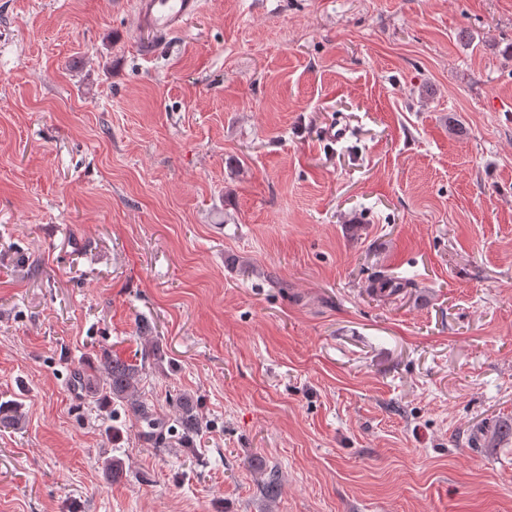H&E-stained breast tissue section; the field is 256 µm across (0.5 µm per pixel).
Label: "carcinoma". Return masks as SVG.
<instances>
[{"label":"carcinoma","instance_id":"1","mask_svg":"<svg viewBox=\"0 0 512 512\" xmlns=\"http://www.w3.org/2000/svg\"><path fill=\"white\" fill-rule=\"evenodd\" d=\"M374 292L393 295L404 288V284L394 279H377L371 284ZM161 357L159 344L149 341L142 352L141 363H129L105 351L100 356L91 372L78 370L74 373V382L78 385L89 382L95 386L96 393L107 399L115 406L121 407L125 413L133 416L147 427L145 437L157 446L166 443V421L155 414L154 408L147 402L139 391V382L143 363L148 359ZM172 405L176 409L175 422L181 429L182 443L189 445L200 430V417L197 400L187 393L172 397ZM25 421L21 404L0 403V425L11 427Z\"/></svg>","mask_w":512,"mask_h":512}]
</instances>
